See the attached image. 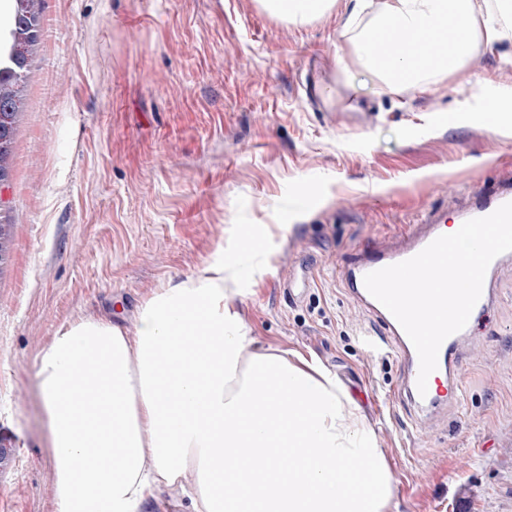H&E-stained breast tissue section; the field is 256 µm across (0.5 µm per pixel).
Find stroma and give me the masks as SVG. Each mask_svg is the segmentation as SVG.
<instances>
[{
    "label": "stroma",
    "mask_w": 512,
    "mask_h": 512,
    "mask_svg": "<svg viewBox=\"0 0 512 512\" xmlns=\"http://www.w3.org/2000/svg\"><path fill=\"white\" fill-rule=\"evenodd\" d=\"M41 28L0 205V512H53L41 344L112 311L126 326L167 279L197 272L238 229L267 227L234 303L257 348L323 364L373 428L398 512H512V260L462 342L460 401L415 426L403 363L360 343L375 318L338 278L432 210L512 178V41L474 49L429 85L384 88L357 64L347 0L295 26L259 0H39ZM332 85L335 100L310 90ZM308 217L293 216L296 205ZM306 282L289 299L287 280Z\"/></svg>",
    "instance_id": "obj_1"
}]
</instances>
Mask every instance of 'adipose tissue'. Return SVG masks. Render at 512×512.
Returning <instances> with one entry per match:
<instances>
[{"instance_id": "1", "label": "adipose tissue", "mask_w": 512, "mask_h": 512, "mask_svg": "<svg viewBox=\"0 0 512 512\" xmlns=\"http://www.w3.org/2000/svg\"><path fill=\"white\" fill-rule=\"evenodd\" d=\"M273 15L309 23L335 0H259ZM512 0H385L374 20L405 35L360 66L385 87L459 70L466 54L505 38ZM460 42L427 52L448 27ZM263 228L217 253L194 276L144 298L134 329L97 313L62 324L39 349L35 379L47 416L54 512H152L178 489L192 512H393L395 478L373 429L321 363L285 349L257 350L233 304L243 253ZM263 448L297 458L287 475L228 469L225 453ZM365 488L345 485L352 466Z\"/></svg>"}]
</instances>
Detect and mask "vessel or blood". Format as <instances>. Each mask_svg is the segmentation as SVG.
<instances>
[{
  "mask_svg": "<svg viewBox=\"0 0 512 512\" xmlns=\"http://www.w3.org/2000/svg\"><path fill=\"white\" fill-rule=\"evenodd\" d=\"M512 202V181H505L495 189L474 197L458 214V222L489 216L501 205ZM445 222L440 214H432L418 230L403 243L392 249H370L355 260L342 266L340 280L350 295L374 313L390 338L394 350L403 361V375L399 393L406 403L415 424H422L431 415L447 408L461 395L457 376L458 351L463 339L474 331L473 325H466L461 331L446 338L438 353V366L427 380L426 393H419L417 377L419 359L414 346L396 318L367 291L364 285L366 274L412 258L437 237L444 235Z\"/></svg>",
  "mask_w": 512,
  "mask_h": 512,
  "instance_id": "vessel-or-blood-1",
  "label": "vessel or blood"
}]
</instances>
